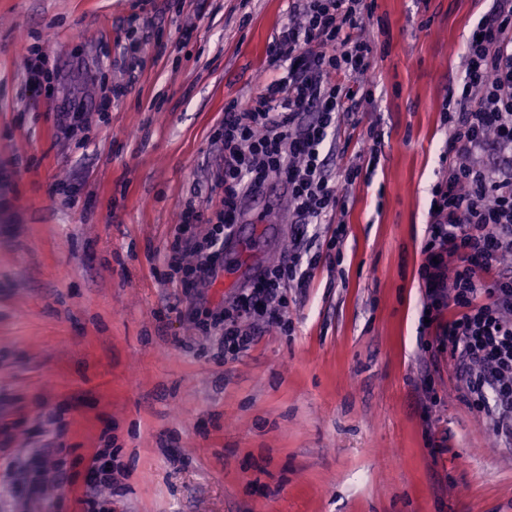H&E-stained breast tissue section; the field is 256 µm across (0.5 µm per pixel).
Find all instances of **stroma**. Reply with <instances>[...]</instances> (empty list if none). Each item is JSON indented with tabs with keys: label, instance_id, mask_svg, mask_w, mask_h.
Here are the masks:
<instances>
[{
	"label": "stroma",
	"instance_id": "obj_1",
	"mask_svg": "<svg viewBox=\"0 0 512 512\" xmlns=\"http://www.w3.org/2000/svg\"><path fill=\"white\" fill-rule=\"evenodd\" d=\"M131 5L0 0V512H87L108 432L112 512H512V447L418 329L445 103L490 0H375L378 165L348 189L340 254L288 291L289 330L233 360L196 337L197 314L284 259L286 183L245 200L216 281L183 287L166 256L223 164L225 103L273 74L288 0H154L138 30ZM132 32L146 65L117 98ZM61 457L65 483L43 494Z\"/></svg>",
	"mask_w": 512,
	"mask_h": 512
}]
</instances>
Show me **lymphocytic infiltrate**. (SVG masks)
<instances>
[{
    "label": "lymphocytic infiltrate",
    "mask_w": 512,
    "mask_h": 512,
    "mask_svg": "<svg viewBox=\"0 0 512 512\" xmlns=\"http://www.w3.org/2000/svg\"><path fill=\"white\" fill-rule=\"evenodd\" d=\"M369 0H288V21L269 47L273 76L247 104L229 102L214 137L224 167L214 179L217 208L188 200L180 221L197 228L181 260L204 285L224 266L241 203L271 181L288 186L296 230L284 261L260 273L212 311L224 352L236 357L257 336L287 330L283 289L309 286L317 267L310 225L324 224L326 251L340 250L347 190L370 179L382 151L359 108L370 95L374 46L366 35ZM465 77L449 89L448 138L439 154L420 267L428 323L447 352L459 389L489 428L512 446V0H493L466 42ZM357 146L333 169L337 139Z\"/></svg>",
    "instance_id": "obj_1"
}]
</instances>
